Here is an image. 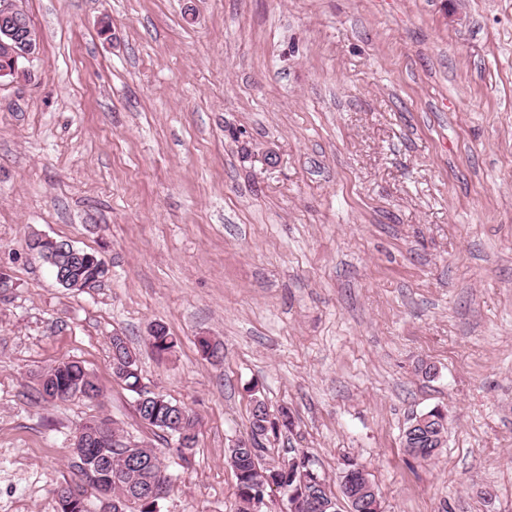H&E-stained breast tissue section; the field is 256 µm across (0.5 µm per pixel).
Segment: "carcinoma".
I'll return each mask as SVG.
<instances>
[{"instance_id":"1","label":"carcinoma","mask_w":512,"mask_h":512,"mask_svg":"<svg viewBox=\"0 0 512 512\" xmlns=\"http://www.w3.org/2000/svg\"><path fill=\"white\" fill-rule=\"evenodd\" d=\"M55 279H63L64 288L79 290L81 283L99 275L91 264L70 253H55L45 260ZM148 342L154 352L161 355L171 351L176 340L170 336L161 324H154L148 336ZM112 344V365L116 377L129 390L137 391L140 377L136 364L135 353L131 350L127 339L114 336ZM40 393L46 400H66L74 397L95 399L100 390L95 380L84 367L75 361L61 362L50 368L40 379ZM165 410L156 409V403L144 407L135 406L140 420L160 431L168 433L177 440L176 453L184 458L192 448L183 444L188 440L196 442L197 435L184 434L183 424L195 423L189 413L178 414L176 404L162 395H157ZM251 438L240 440L234 447L227 449L226 459L235 472L237 494L241 503L240 512H254L253 501H261L269 495L271 485L278 487L281 494L292 491L294 482L288 475V462L284 461L269 468L264 458L266 443L275 439L284 429L293 425V420L286 409H281L272 416L268 406L262 400L254 401L251 409ZM84 444L72 448L75 466L95 489H111L115 504L100 506V512H155V504L159 497L153 495V488L159 487L167 492L169 484L163 477L161 461L149 449L153 462L146 469L128 465L124 460V449L127 443L119 439L116 433L104 426L89 424L82 427ZM447 433V415L441 410L430 411V419L425 428L420 430L409 452L416 458L429 460L438 450L444 447ZM365 474L357 464L352 463L344 471L341 479L343 498L358 497L363 499Z\"/></svg>"}]
</instances>
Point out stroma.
I'll return each mask as SVG.
<instances>
[{
  "instance_id": "obj_1",
  "label": "stroma",
  "mask_w": 512,
  "mask_h": 512,
  "mask_svg": "<svg viewBox=\"0 0 512 512\" xmlns=\"http://www.w3.org/2000/svg\"><path fill=\"white\" fill-rule=\"evenodd\" d=\"M21 5L39 50L0 83V512H55L61 483L97 507L70 449L93 420L156 449L160 512H238L225 452L256 398L294 417L271 457L305 453L331 490L352 461L383 512H512V0ZM35 235L107 277L62 288ZM116 334L195 417L188 460L137 417ZM71 360L98 398L42 400ZM434 408L446 445L415 459L402 433Z\"/></svg>"
}]
</instances>
